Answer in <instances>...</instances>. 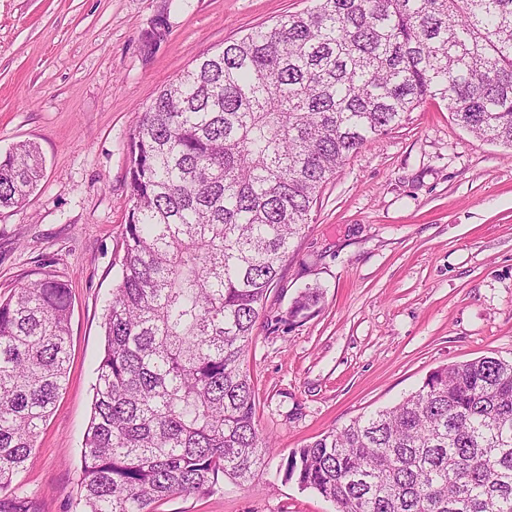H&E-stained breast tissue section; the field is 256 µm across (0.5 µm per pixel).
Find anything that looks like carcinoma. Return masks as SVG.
I'll return each instance as SVG.
<instances>
[{"label": "carcinoma", "mask_w": 512, "mask_h": 512, "mask_svg": "<svg viewBox=\"0 0 512 512\" xmlns=\"http://www.w3.org/2000/svg\"><path fill=\"white\" fill-rule=\"evenodd\" d=\"M428 100L512 149V0H313L201 57L142 110L83 512H155L269 464L246 366L267 293L323 185ZM42 172L31 142L0 154V207ZM321 298L304 289L288 317ZM70 307L49 274L0 301V512H35L20 475L64 387ZM281 467L336 512H512V361L441 366Z\"/></svg>", "instance_id": "1"}]
</instances>
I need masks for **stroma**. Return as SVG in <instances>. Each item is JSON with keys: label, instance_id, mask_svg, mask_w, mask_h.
I'll list each match as a JSON object with an SVG mask.
<instances>
[{"label": "stroma", "instance_id": "1", "mask_svg": "<svg viewBox=\"0 0 512 512\" xmlns=\"http://www.w3.org/2000/svg\"><path fill=\"white\" fill-rule=\"evenodd\" d=\"M310 0H0V153L35 143L45 170L0 208V299L49 272L70 289L65 387L21 475L38 512H76L103 322L120 280L127 142L139 108L196 60ZM165 37L144 40L156 22ZM308 287V317L288 309ZM247 356L276 450L244 485L156 512H335L278 475L291 449L390 406L435 368L512 359V149L443 103L411 112L327 183ZM322 293L318 288H305L293 301L288 310L289 319L295 320L299 317H307L311 310L320 303Z\"/></svg>", "mask_w": 512, "mask_h": 512}]
</instances>
